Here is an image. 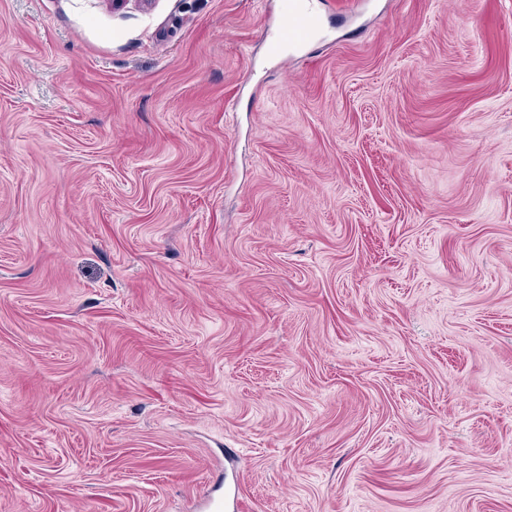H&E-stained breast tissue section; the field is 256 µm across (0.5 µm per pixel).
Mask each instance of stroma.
I'll return each instance as SVG.
<instances>
[{"label":"stroma","instance_id":"obj_1","mask_svg":"<svg viewBox=\"0 0 512 512\" xmlns=\"http://www.w3.org/2000/svg\"><path fill=\"white\" fill-rule=\"evenodd\" d=\"M0 0V512H512V0ZM314 2L315 0H283L282 9L285 20H297L301 31L295 35H288L287 32L277 31L272 42L277 46L287 42L289 45H292L310 36L317 26Z\"/></svg>","mask_w":512,"mask_h":512}]
</instances>
